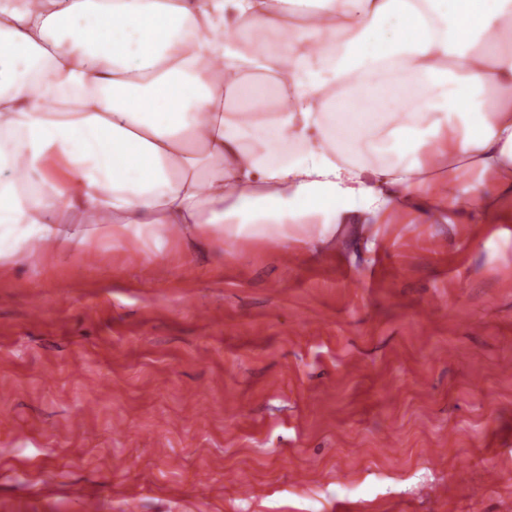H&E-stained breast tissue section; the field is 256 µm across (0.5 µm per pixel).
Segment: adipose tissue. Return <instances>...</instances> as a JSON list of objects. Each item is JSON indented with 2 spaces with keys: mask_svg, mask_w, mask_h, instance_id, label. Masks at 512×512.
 <instances>
[{
  "mask_svg": "<svg viewBox=\"0 0 512 512\" xmlns=\"http://www.w3.org/2000/svg\"><path fill=\"white\" fill-rule=\"evenodd\" d=\"M508 86L512 0H0V264L483 222L512 196Z\"/></svg>",
  "mask_w": 512,
  "mask_h": 512,
  "instance_id": "obj_1",
  "label": "adipose tissue"
}]
</instances>
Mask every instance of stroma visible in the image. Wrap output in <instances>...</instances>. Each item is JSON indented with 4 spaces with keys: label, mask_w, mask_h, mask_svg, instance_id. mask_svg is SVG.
<instances>
[{
    "label": "stroma",
    "mask_w": 512,
    "mask_h": 512,
    "mask_svg": "<svg viewBox=\"0 0 512 512\" xmlns=\"http://www.w3.org/2000/svg\"><path fill=\"white\" fill-rule=\"evenodd\" d=\"M163 251L0 268V512H512V199Z\"/></svg>",
    "instance_id": "stroma-1"
}]
</instances>
